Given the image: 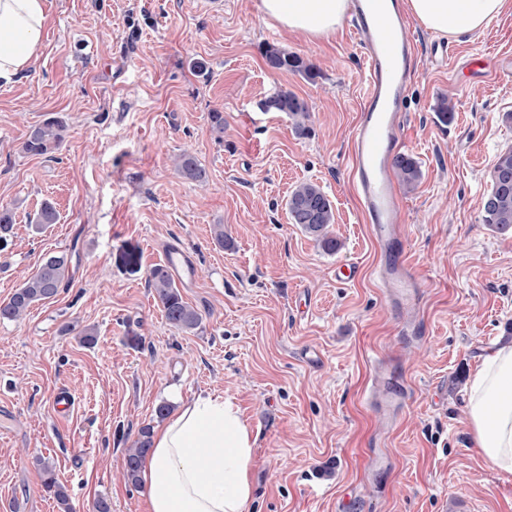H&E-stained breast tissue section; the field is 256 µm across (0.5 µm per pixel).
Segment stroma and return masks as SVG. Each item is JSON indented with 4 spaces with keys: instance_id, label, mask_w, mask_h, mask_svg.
<instances>
[{
    "instance_id": "stroma-1",
    "label": "stroma",
    "mask_w": 512,
    "mask_h": 512,
    "mask_svg": "<svg viewBox=\"0 0 512 512\" xmlns=\"http://www.w3.org/2000/svg\"><path fill=\"white\" fill-rule=\"evenodd\" d=\"M47 11L28 76L0 85V206L15 213L0 302L49 253L68 256L69 283L0 322V512H60L38 456L72 512H96L101 497L111 512H145L142 485L121 477L126 448L157 425L158 404L210 392L256 438L248 512H512V475L479 454L464 397L481 355L512 340V233L482 220L489 173L512 146V8L458 37L411 24L403 135L423 176L400 194L409 303L379 285L386 255L352 185L365 73L347 27L309 41L260 0H47ZM270 44L319 78L269 71ZM279 88L307 101L309 134L260 111ZM50 117L67 127L60 148L24 152ZM185 150L205 183L175 172ZM303 181L333 201L336 253L288 218ZM46 198L59 220L38 231ZM216 224L230 246H215ZM127 243L142 252L135 274L115 263ZM172 246L193 270L179 285L203 315L192 332L167 323L148 281ZM344 259L356 280H337ZM35 463L40 466L43 475V485L45 489L53 493L57 501L63 506L65 511H69V498L65 486L62 485L55 473V470L41 458H36Z\"/></svg>"
}]
</instances>
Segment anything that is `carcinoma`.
<instances>
[{
  "mask_svg": "<svg viewBox=\"0 0 512 512\" xmlns=\"http://www.w3.org/2000/svg\"><path fill=\"white\" fill-rule=\"evenodd\" d=\"M265 64L277 72H294L311 80L319 75L318 69L309 61L295 52H289L275 45L263 49ZM264 112H281L288 116L295 132L305 135L309 131L310 108L306 101L288 90L278 89L260 102ZM65 126L55 118H48L32 127L23 143L25 152L33 155H47L57 149L65 138ZM512 172V147L501 151L490 171V187L483 198L482 210L484 223L497 232H512V184L503 192L498 188L497 173L502 167ZM176 171L184 178L206 181V171L197 157L189 152H182L176 160ZM396 177L408 189L413 188L422 177L417 160L409 154L394 160ZM288 217L302 232L317 242L323 251L334 253L339 243L331 233L335 223L332 201L323 188L312 181L297 184L288 199ZM59 215L54 203L45 200L41 203L35 217V224L40 227L58 222ZM14 224V213L9 207L0 208V247L7 243V236ZM116 264L129 273H136L141 268V253L137 246L126 244L118 249L115 256ZM69 261L64 254L48 255L42 258L35 271L24 278L12 296L0 303V322L20 319L30 307L38 302L56 297L60 290L69 282ZM149 283L154 288L156 297L161 303L167 322L174 328L189 332L200 327L203 315L183 300L181 292L175 284L168 268L156 265L149 272ZM152 428L144 426L138 439L125 451L124 478L138 483L139 471L142 468L150 448ZM43 475L45 489L52 493L64 510H69V498L65 486L62 485L55 470L40 458L35 459Z\"/></svg>",
  "mask_w": 512,
  "mask_h": 512,
  "instance_id": "cac0c4a2",
  "label": "carcinoma"
}]
</instances>
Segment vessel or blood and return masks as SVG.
<instances>
[{
  "instance_id": "1",
  "label": "vessel or blood",
  "mask_w": 512,
  "mask_h": 512,
  "mask_svg": "<svg viewBox=\"0 0 512 512\" xmlns=\"http://www.w3.org/2000/svg\"><path fill=\"white\" fill-rule=\"evenodd\" d=\"M350 9V35L367 73L351 142V173L371 235L391 253L382 267L384 285L401 290L414 281L401 255L392 252L401 242L403 223L393 161L408 152L401 129L415 46L402 0H393L387 16L375 13L370 0H351Z\"/></svg>"
}]
</instances>
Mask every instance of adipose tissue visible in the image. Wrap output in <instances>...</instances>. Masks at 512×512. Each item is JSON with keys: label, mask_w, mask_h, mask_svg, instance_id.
Segmentation results:
<instances>
[{"label": "adipose tissue", "mask_w": 512, "mask_h": 512, "mask_svg": "<svg viewBox=\"0 0 512 512\" xmlns=\"http://www.w3.org/2000/svg\"><path fill=\"white\" fill-rule=\"evenodd\" d=\"M512 0H406L429 31L457 36L483 29ZM349 0H261L263 14L314 41L333 36ZM48 23L46 0H0V84L17 82L39 53ZM467 420L487 465L512 474V343L491 350L467 389ZM140 470L147 512H247L256 438L240 411L222 396L184 402L152 430Z\"/></svg>", "instance_id": "ef3b65f1"}]
</instances>
